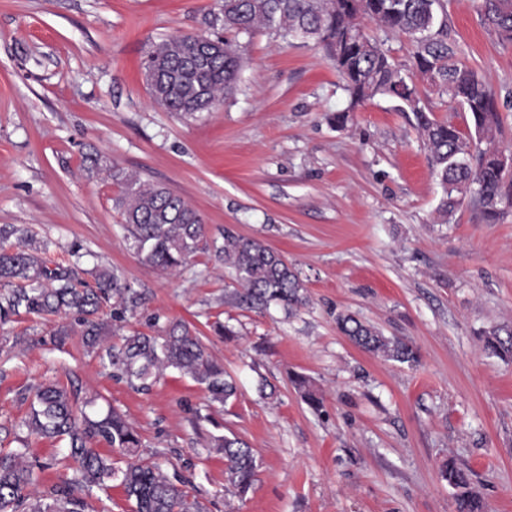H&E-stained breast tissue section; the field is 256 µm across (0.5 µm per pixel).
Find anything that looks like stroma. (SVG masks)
<instances>
[{
    "label": "stroma",
    "mask_w": 512,
    "mask_h": 512,
    "mask_svg": "<svg viewBox=\"0 0 512 512\" xmlns=\"http://www.w3.org/2000/svg\"><path fill=\"white\" fill-rule=\"evenodd\" d=\"M223 0H0V225H27L48 263L116 271L144 300L112 340L182 320L236 383L210 410L190 376L168 369L141 391L88 354L77 323L19 315L0 325V448L72 471L65 445L28 434L31 391L58 382L116 409L141 454L178 472L203 512H455L444 462L468 470L491 512H512V360L488 330L512 328V204L496 222L465 202L449 221L412 112L377 98L350 107L323 47L267 31L240 36L243 67L224 102L197 117L152 100L143 62L175 34L219 31ZM481 0H447L448 38L496 99L498 149H512V43ZM349 110L344 126L333 113ZM169 188L207 236L262 240L295 268L306 303L240 304L234 271L200 255L180 271L143 266L115 206L113 169ZM351 314L411 344L409 366L365 352L337 328ZM230 334L218 336L215 324ZM308 377L314 410L291 381ZM274 386L261 397L260 381ZM236 434L259 468L237 495L211 433ZM486 349L493 355L512 359V330L501 336L498 330H492L486 340Z\"/></svg>",
    "instance_id": "35a3bbf8"
}]
</instances>
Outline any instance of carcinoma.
I'll return each mask as SVG.
<instances>
[{
    "label": "carcinoma",
    "mask_w": 512,
    "mask_h": 512,
    "mask_svg": "<svg viewBox=\"0 0 512 512\" xmlns=\"http://www.w3.org/2000/svg\"><path fill=\"white\" fill-rule=\"evenodd\" d=\"M364 2L366 10L361 11L357 0H224L222 28L237 35L263 29L282 38L310 33L336 63L349 93L350 104L333 115L334 123L344 125L356 106L376 97L398 101L413 112L433 173L443 187L438 212L446 217L468 198L486 219H495L500 204L512 203V182L501 165L504 152L490 147L500 132L496 102L486 81L457 60L455 47L448 42L443 0ZM482 8L486 23L512 42V0H483ZM365 18L389 34L410 40V65L396 64L382 43L365 34ZM196 40L195 34L172 35L147 54L145 68L157 77L149 87L150 94L168 112L189 116L209 112L223 102L224 92L237 81L242 57L232 44L218 35L212 37L217 47L207 65L199 67L194 59ZM416 72L470 113L476 135L471 152L460 151L464 135L456 126L431 116V108L413 83ZM484 143L488 148H481ZM112 177L120 179L115 206L121 212L129 247L141 264L174 273L196 255L213 252L234 270L242 287L240 300L286 310L303 303V285L297 273L263 242L227 231L223 245H212L202 215L180 196L135 176L114 173ZM12 237L17 245L5 246L4 241ZM39 251L28 228L0 227V323L21 313L40 318L73 315L83 327L85 346L114 377L144 388L150 377L172 368L204 385L212 404L222 405L236 396L234 381L183 321L170 320L160 326L156 316L154 332L134 331L119 344L105 343L102 336L110 332V326L100 317L101 312L108 307L111 316L120 319L138 307L141 293L107 270L95 272L91 285L75 267L48 266ZM336 324L367 352L402 364L417 361L410 344L386 338L350 314L338 316ZM486 349L512 359V330L504 336L497 330L490 332ZM293 382L310 407H322V399L305 376L295 374ZM22 425L42 438L67 441V458L76 479L41 490L38 470L42 466L23 463L20 450L0 452V512H88L89 504L81 493L106 490L117 476L133 512H202L178 477L140 457L142 442L137 429L113 409L89 415L76 406L67 387L41 385L33 392ZM101 441L119 458L102 453L97 448ZM209 447L223 453L228 482L238 493H247L257 469L251 446L238 437L218 434L210 436ZM442 475L455 489L456 512H486V504L472 491L465 470L450 460Z\"/></svg>",
    "instance_id": "1"
}]
</instances>
